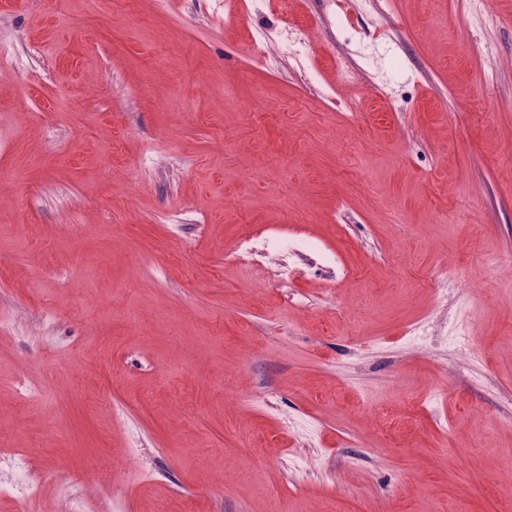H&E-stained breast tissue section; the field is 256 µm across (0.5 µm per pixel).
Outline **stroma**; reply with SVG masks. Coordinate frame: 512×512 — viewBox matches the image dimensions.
Instances as JSON below:
<instances>
[{"instance_id": "obj_1", "label": "stroma", "mask_w": 512, "mask_h": 512, "mask_svg": "<svg viewBox=\"0 0 512 512\" xmlns=\"http://www.w3.org/2000/svg\"><path fill=\"white\" fill-rule=\"evenodd\" d=\"M483 2L0 0V449L45 476L0 512H512V0ZM273 229L344 275L230 261Z\"/></svg>"}]
</instances>
